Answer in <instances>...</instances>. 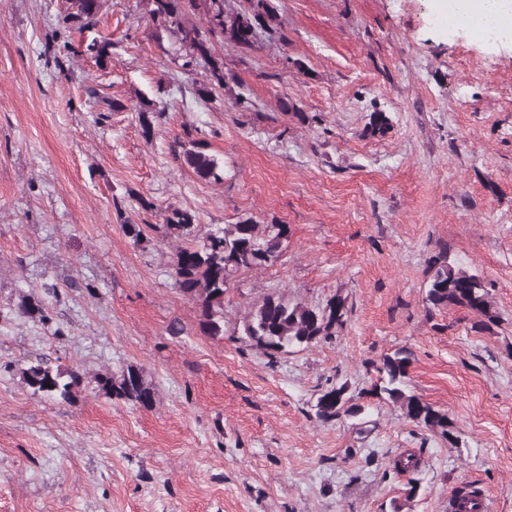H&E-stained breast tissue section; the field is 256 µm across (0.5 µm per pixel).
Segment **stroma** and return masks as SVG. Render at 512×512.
Returning <instances> with one entry per match:
<instances>
[{"label":"stroma","instance_id":"1","mask_svg":"<svg viewBox=\"0 0 512 512\" xmlns=\"http://www.w3.org/2000/svg\"><path fill=\"white\" fill-rule=\"evenodd\" d=\"M271 2L276 35L213 40L227 93L147 0H104L90 29L68 0H0V512H448L462 490L512 512V42L437 25L433 0ZM196 147L223 182L184 164ZM174 209L200 235L288 227L276 263L230 282L223 339L176 284ZM442 255L480 276L493 321L426 304ZM22 291L46 320L18 316ZM269 293L342 297L346 325L268 361L237 331ZM399 348L451 437L373 394ZM40 357L83 374L76 400L25 386ZM130 366L150 406L93 382ZM340 385L363 412L318 420Z\"/></svg>","mask_w":512,"mask_h":512}]
</instances>
